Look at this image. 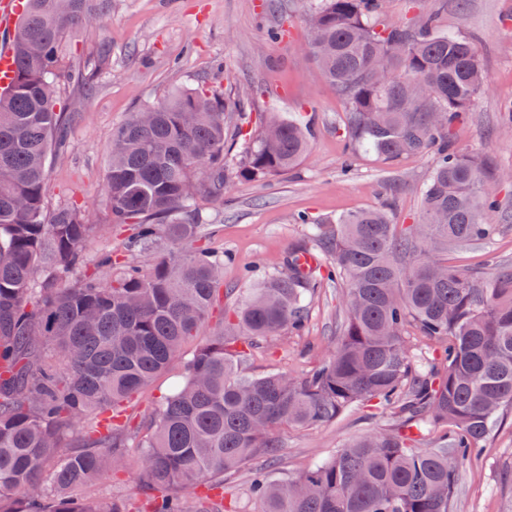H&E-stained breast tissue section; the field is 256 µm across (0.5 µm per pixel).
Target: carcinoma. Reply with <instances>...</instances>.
<instances>
[{"label": "carcinoma", "mask_w": 512, "mask_h": 512, "mask_svg": "<svg viewBox=\"0 0 512 512\" xmlns=\"http://www.w3.org/2000/svg\"><path fill=\"white\" fill-rule=\"evenodd\" d=\"M25 3L15 77L0 87V512H238L224 477L246 466L259 512H453L467 462L512 412V266L448 264L499 234L502 175L452 138L485 86L474 45L433 12L392 23L385 0H308L306 49L347 117L342 171L358 150L388 164L433 154L418 222L394 224L385 206L299 219L307 232L284 268L199 342L224 269L199 233L224 208L229 173L262 180L298 164L304 118L269 112V137L245 128L249 98L191 88L132 113L112 132L102 201L107 225L134 232L90 256L95 227L80 206L46 213L47 165L65 146L66 37L108 2ZM302 252L323 263L300 273ZM325 281L344 285L326 352L301 375L243 374L263 340L302 333ZM189 344L181 380L132 431L125 404ZM363 405L384 428L286 478L264 471L282 453L278 431ZM134 435L141 508L76 497Z\"/></svg>", "instance_id": "cac0c4a2"}]
</instances>
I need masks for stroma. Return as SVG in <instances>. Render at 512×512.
<instances>
[{
	"label": "stroma",
	"mask_w": 512,
	"mask_h": 512,
	"mask_svg": "<svg viewBox=\"0 0 512 512\" xmlns=\"http://www.w3.org/2000/svg\"><path fill=\"white\" fill-rule=\"evenodd\" d=\"M426 11L441 12L443 25L476 47L486 85L467 121L453 130L456 144L492 158L502 173L512 175V125L504 110L512 106V0H387L386 18L403 21ZM283 26L282 38L269 32ZM309 37L305 0H110L99 23L71 32L70 61L89 80L60 89L70 122L69 148L48 162L47 210L67 202L85 207L97 229L86 244L88 253L119 247L122 234L105 228L101 188L110 161L112 131L131 112L152 104L168 92L203 87L226 97L248 93L252 127H260L267 111L302 114L311 127V144L298 166L285 175L261 181L232 178L224 210L212 225V246L230 260L224 265L229 293H218L213 316L205 327L212 334L224 310L248 294L245 268L259 275L281 270L304 227L297 216L333 217L392 202L391 219L411 224L421 209L420 189L434 157L408 158L396 165L360 152L350 173L341 163L345 143L343 104L306 52ZM503 226L494 255L474 246L452 254L454 265L491 270L512 262V184L500 193ZM342 288H318L304 335L280 332L268 337L244 370L251 374L280 369L298 375L318 355L311 345L326 347L336 334L343 308ZM182 372L181 362L156 378L127 410L132 426L146 427L154 404ZM379 416L352 409L341 421L314 429L283 431V452L271 467L281 477L305 469L336 448L381 427ZM143 451L137 441L124 450L125 468L105 474L83 489L92 497L137 492ZM454 512H512V415L504 418L490 442L463 472Z\"/></svg>",
	"instance_id": "stroma-1"
}]
</instances>
